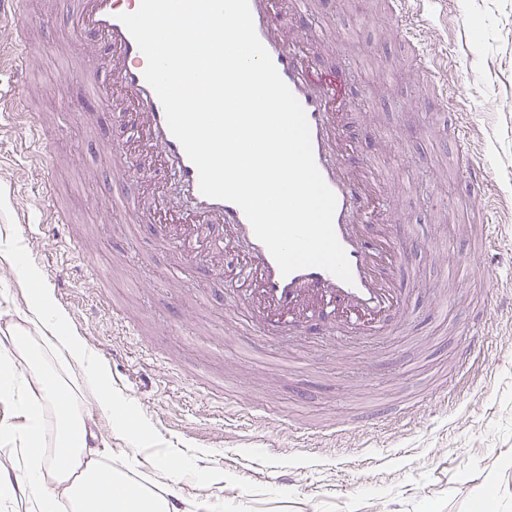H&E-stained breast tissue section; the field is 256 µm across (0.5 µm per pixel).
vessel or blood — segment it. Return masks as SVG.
Wrapping results in <instances>:
<instances>
[{"label":"vessel or blood","mask_w":512,"mask_h":512,"mask_svg":"<svg viewBox=\"0 0 512 512\" xmlns=\"http://www.w3.org/2000/svg\"><path fill=\"white\" fill-rule=\"evenodd\" d=\"M18 0H0V26L9 27L16 41L0 48V119L12 122L29 112L28 67L36 48L26 37L17 10ZM74 31L98 55L80 73L87 95L81 106L105 100L109 110L131 115L139 136V155L158 159L173 187L153 184L152 171L137 168L132 159H119L113 171V203H128L129 221L142 224L157 213L169 222L184 268L209 262L223 264L236 257L228 281L235 304L250 314V330L273 341L312 321L329 334L373 339L384 334L404 311L403 290L391 269L402 255L406 237L394 235L388 218L393 202L382 192L378 173L370 164H351L352 145L336 121V99L344 73L323 76L317 69V47L307 34L285 37L275 0H249L257 35L280 76L302 105L310 127L315 163L337 204L333 216L336 236L348 257L353 281L345 283L330 272L309 267L282 275L267 247L257 239L242 209L235 203L204 196L199 174L180 142L171 133L163 106L144 78L147 60L119 21L135 11L140 0H69ZM409 0H391V9L409 43H422L423 31L408 9ZM438 109L455 116L456 149L468 155L470 120L447 89L437 90ZM465 181L479 189L486 202V222L480 227V248H495L492 221L499 206L492 197L484 168L463 166Z\"/></svg>","instance_id":"obj_1"}]
</instances>
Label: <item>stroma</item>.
Returning a JSON list of instances; mask_svg holds the SVG:
<instances>
[{
	"instance_id": "obj_1",
	"label": "stroma",
	"mask_w": 512,
	"mask_h": 512,
	"mask_svg": "<svg viewBox=\"0 0 512 512\" xmlns=\"http://www.w3.org/2000/svg\"><path fill=\"white\" fill-rule=\"evenodd\" d=\"M318 7L328 33L322 71L354 65L340 89L343 123L358 159L397 199L396 233L413 238L395 271L408 294L404 315L385 337L342 341L313 327L274 345L248 330L225 332L226 321L245 322L247 313L228 306L223 277L204 266L181 274L159 223L127 224L109 206L115 149L131 147L135 131L108 111L69 113L85 52L63 0L19 5L33 42L55 48L30 75L53 154L21 159L15 133L0 132V251L22 250L68 327L103 361L113 391L150 425L148 442L132 447L91 414L104 462L131 466L144 483L159 459L189 458L188 478L159 486L185 510L210 500L224 512H512V209L497 250L481 256L465 230L473 193L460 179L447 117L403 111L418 89L387 0ZM428 12L423 47L448 57L437 80L470 114L469 158L512 198V0H433ZM48 176L108 277L110 310H95L99 290L66 230H42L25 245L13 233L20 220L40 226L48 203L36 190ZM466 259L469 277L450 283L449 270ZM491 277L499 289L488 288ZM480 298L487 365L476 385L460 388L457 354ZM115 308L138 335L113 324ZM30 312L27 284L0 263V339ZM209 378L223 383V401L199 392ZM418 400L412 423H402V409ZM262 404L285 422L251 424L247 413ZM347 418L355 424L345 437L319 438L322 455L289 456L298 433L318 435L327 420ZM284 466L297 468L294 483H282Z\"/></svg>"
}]
</instances>
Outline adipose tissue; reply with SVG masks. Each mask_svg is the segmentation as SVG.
I'll return each mask as SVG.
<instances>
[{
	"mask_svg": "<svg viewBox=\"0 0 512 512\" xmlns=\"http://www.w3.org/2000/svg\"><path fill=\"white\" fill-rule=\"evenodd\" d=\"M6 259L32 287L34 318L31 327H17L10 335L12 352L0 354V399L18 401L25 416L21 427L0 424V440L20 449L18 456L0 461V470L22 473L31 512H58L64 499L71 512H170L166 498L95 460L88 409L110 418L129 443H141L150 430L132 404L114 394L103 363L67 330L22 251L13 250ZM47 410L54 416L49 429L44 426ZM99 482L111 484V492L90 496V487Z\"/></svg>",
	"mask_w": 512,
	"mask_h": 512,
	"instance_id": "obj_1",
	"label": "adipose tissue"
}]
</instances>
